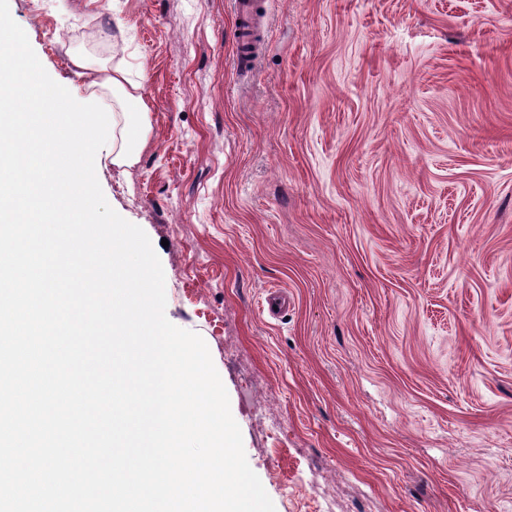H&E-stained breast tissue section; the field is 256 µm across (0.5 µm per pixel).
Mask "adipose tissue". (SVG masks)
<instances>
[{
	"instance_id": "1",
	"label": "adipose tissue",
	"mask_w": 512,
	"mask_h": 512,
	"mask_svg": "<svg viewBox=\"0 0 512 512\" xmlns=\"http://www.w3.org/2000/svg\"><path fill=\"white\" fill-rule=\"evenodd\" d=\"M77 76L88 89L87 95L69 98L67 113L80 115L94 111L100 91L112 93V158L116 167L137 164L148 132L147 106L140 85L127 82L120 66L94 64L82 51L68 53Z\"/></svg>"
}]
</instances>
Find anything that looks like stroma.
Listing matches in <instances>:
<instances>
[{
	"label": "stroma",
	"mask_w": 512,
	"mask_h": 512,
	"mask_svg": "<svg viewBox=\"0 0 512 512\" xmlns=\"http://www.w3.org/2000/svg\"><path fill=\"white\" fill-rule=\"evenodd\" d=\"M41 64L120 61L103 161L276 512H512V0H8ZM68 56L75 74L84 80L89 94L69 98L65 112L74 115L112 112V166H134L139 161L148 132L149 112L141 94V85L127 83L118 64H112V67L94 64L80 50H68ZM103 90L112 91V110L95 109L97 93Z\"/></svg>",
	"instance_id": "stroma-1"
}]
</instances>
